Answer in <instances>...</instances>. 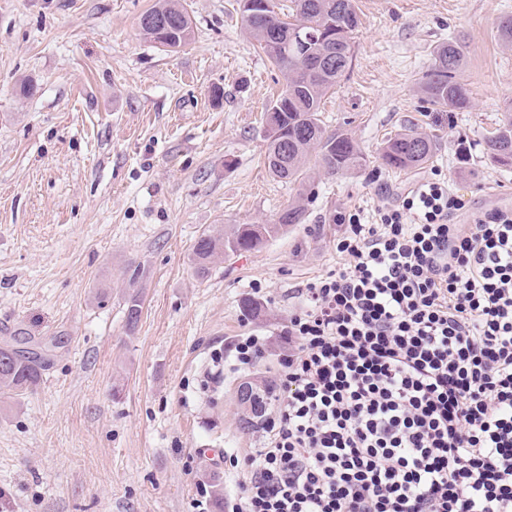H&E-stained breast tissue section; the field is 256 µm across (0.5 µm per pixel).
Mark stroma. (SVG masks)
Instances as JSON below:
<instances>
[{
	"instance_id": "1",
	"label": "stroma",
	"mask_w": 512,
	"mask_h": 512,
	"mask_svg": "<svg viewBox=\"0 0 512 512\" xmlns=\"http://www.w3.org/2000/svg\"><path fill=\"white\" fill-rule=\"evenodd\" d=\"M182 2L193 35L173 52L139 33L155 0H0V345L23 330L48 363L36 390L0 399V512H222L211 494L195 510L197 488L232 493L225 455L259 447L238 389L273 377L297 289L335 269L336 212L372 217L434 171L463 195L465 220L512 203V170L484 159L512 102V47L497 33L512 0H356L327 133L372 155L412 126L437 138L435 157L315 177L304 223L198 277L205 228L274 223L299 187L264 165L263 114L284 78L238 0ZM451 37L471 96L454 114L418 92ZM252 331L271 338L264 357L202 388L213 351Z\"/></svg>"
}]
</instances>
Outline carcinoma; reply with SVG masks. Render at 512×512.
Segmentation results:
<instances>
[{"label": "carcinoma", "mask_w": 512, "mask_h": 512, "mask_svg": "<svg viewBox=\"0 0 512 512\" xmlns=\"http://www.w3.org/2000/svg\"><path fill=\"white\" fill-rule=\"evenodd\" d=\"M242 25L248 37L263 50L285 79L282 92L264 114L269 173L294 183L316 150L314 167L325 176L357 173L371 163L348 134H325L320 118L322 99L336 87L350 68L352 40L360 19L355 0H291L288 12L275 11L273 0L264 7L257 0H240ZM143 37L175 50L192 37L190 17L180 0H157L139 22ZM464 63V49L456 38L441 43L434 62L424 75L420 90L435 106L461 112L470 107L468 89L457 79ZM436 140L415 128H404L385 138L375 159L387 170L402 171L431 161ZM488 163L512 169V103L500 113L495 127L485 137ZM306 208L300 204L284 209L273 224H225L208 227L196 240L191 262L204 278L220 258L258 252L288 228L304 222ZM46 370L37 352L0 347V397H18L36 389Z\"/></svg>", "instance_id": "carcinoma-1"}]
</instances>
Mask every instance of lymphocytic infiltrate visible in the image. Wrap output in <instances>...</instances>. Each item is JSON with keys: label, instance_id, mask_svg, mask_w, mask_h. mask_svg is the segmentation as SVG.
<instances>
[{"label": "lymphocytic infiltrate", "instance_id": "1", "mask_svg": "<svg viewBox=\"0 0 512 512\" xmlns=\"http://www.w3.org/2000/svg\"><path fill=\"white\" fill-rule=\"evenodd\" d=\"M465 207L432 178L374 221L336 213L340 263L299 291L225 512H512V208ZM266 342L236 337L216 370Z\"/></svg>", "mask_w": 512, "mask_h": 512}]
</instances>
